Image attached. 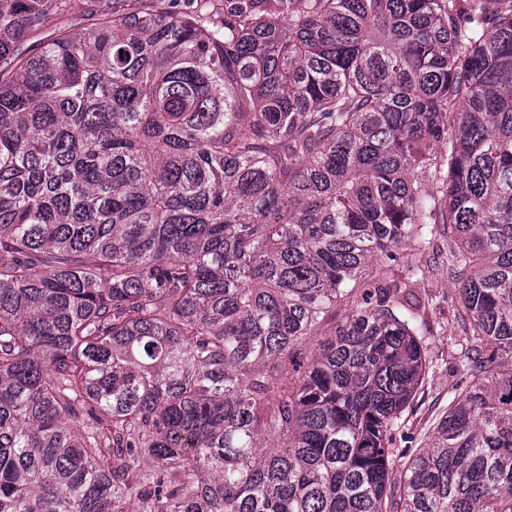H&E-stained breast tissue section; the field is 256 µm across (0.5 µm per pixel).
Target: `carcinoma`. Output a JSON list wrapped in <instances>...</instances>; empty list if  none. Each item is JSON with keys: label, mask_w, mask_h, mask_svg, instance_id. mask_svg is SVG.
I'll return each mask as SVG.
<instances>
[{"label": "carcinoma", "mask_w": 512, "mask_h": 512, "mask_svg": "<svg viewBox=\"0 0 512 512\" xmlns=\"http://www.w3.org/2000/svg\"><path fill=\"white\" fill-rule=\"evenodd\" d=\"M100 2L0 0V512H512V0ZM432 224L410 456L409 284L298 346ZM448 239L437 236L433 239L429 250L419 254H407L400 263L388 264L382 259H375L365 267L364 277L384 283L401 281L405 278L407 265L428 267L425 278L415 286V291L425 300L424 316L430 326L426 336L427 358L432 360L424 387L416 399L407 431L414 436L407 446L410 454L420 452L428 445L422 442V434L431 430L442 412L448 408V395L461 391L469 381L462 376L457 359L450 347V336L461 335L455 317L458 307L457 292L453 281L448 277V266L437 260L436 252L445 253ZM436 257V263L433 259ZM349 300L340 302L336 309L329 311L323 320L314 328L310 336L300 344L299 349L311 358L317 351L318 345L325 339L334 336L336 329L341 325L349 314L356 308V303Z\"/></svg>", "instance_id": "1"}]
</instances>
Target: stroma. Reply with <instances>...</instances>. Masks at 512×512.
<instances>
[{
	"instance_id": "obj_1",
	"label": "stroma",
	"mask_w": 512,
	"mask_h": 512,
	"mask_svg": "<svg viewBox=\"0 0 512 512\" xmlns=\"http://www.w3.org/2000/svg\"><path fill=\"white\" fill-rule=\"evenodd\" d=\"M447 246V238L438 236L425 252L405 255L398 264H389L378 258L369 263L364 271L366 278L389 283L404 279L407 265H419L427 270L416 291L426 305L424 316L430 326L427 357L432 367L418 394L416 406L409 415L408 432L413 441L408 448L413 453L424 449L421 436L434 427L439 416L447 409L449 394L461 391L467 383L450 347L451 338L460 333L455 317L457 293L448 276L447 265L434 259L435 254L445 252Z\"/></svg>"
}]
</instances>
